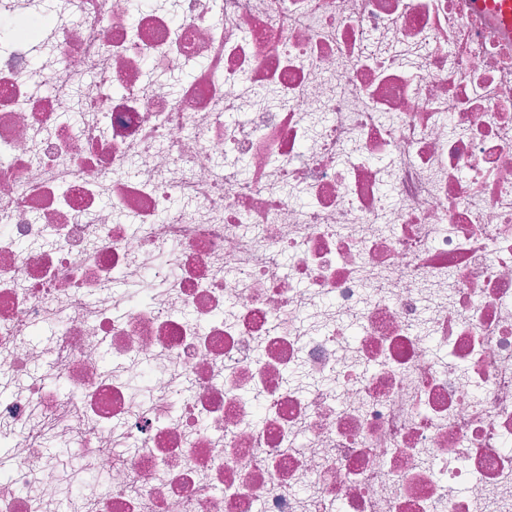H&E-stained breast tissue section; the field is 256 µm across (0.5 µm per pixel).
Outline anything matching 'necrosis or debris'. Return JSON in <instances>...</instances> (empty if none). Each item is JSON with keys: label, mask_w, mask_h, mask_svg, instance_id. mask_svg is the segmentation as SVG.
<instances>
[{"label": "necrosis or debris", "mask_w": 512, "mask_h": 512, "mask_svg": "<svg viewBox=\"0 0 512 512\" xmlns=\"http://www.w3.org/2000/svg\"><path fill=\"white\" fill-rule=\"evenodd\" d=\"M131 2L0 0V512L38 414L72 512H512V35Z\"/></svg>", "instance_id": "necrosis-or-debris-1"}]
</instances>
